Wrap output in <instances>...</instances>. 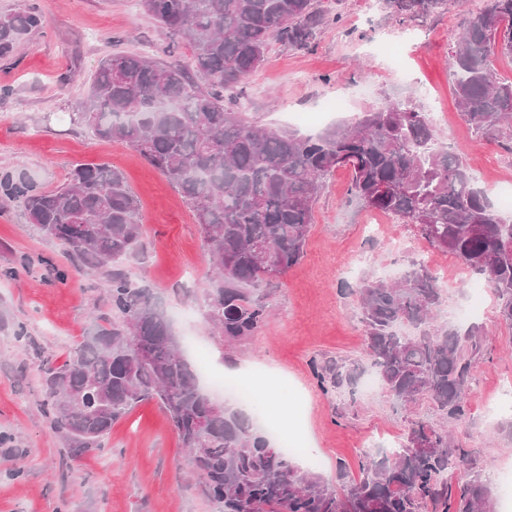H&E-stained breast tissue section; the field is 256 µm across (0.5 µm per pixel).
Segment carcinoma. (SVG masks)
<instances>
[{
	"instance_id": "obj_1",
	"label": "carcinoma",
	"mask_w": 512,
	"mask_h": 512,
	"mask_svg": "<svg viewBox=\"0 0 512 512\" xmlns=\"http://www.w3.org/2000/svg\"><path fill=\"white\" fill-rule=\"evenodd\" d=\"M159 25L186 41L191 57L166 64L132 53L104 58L77 99L78 119L99 137L125 143L178 187L193 211L216 273L209 318L224 339L255 334L268 318L249 287L304 254L313 204L329 175L351 172L364 206L413 225L435 250L483 276L512 326V222L474 187L466 164L439 142L425 112L394 99L355 122L316 135L257 128L224 105V94L263 65L271 40L305 48L330 21L317 0H141ZM447 0H380L401 20L434 13ZM45 20L30 6L0 19V55ZM512 56V0H484L451 54L460 114L473 131L512 142V81L494 59ZM29 223L72 248L88 269H108L113 318L44 376V409L75 452L101 448L112 424L157 400L171 421L202 492L220 512H495L480 476L452 482L467 453L448 432L414 424L397 451L368 455L340 487L301 471L252 420L204 391L164 311L112 265L137 256L139 206L123 174L76 166L45 192L0 178ZM364 351L387 392L404 404L429 399L445 417L464 414L482 329L434 325L440 289L415 264L396 281L358 285ZM323 390L340 367L314 369Z\"/></svg>"
}]
</instances>
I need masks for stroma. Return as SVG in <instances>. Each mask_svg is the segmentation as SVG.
Instances as JSON below:
<instances>
[{
  "label": "stroma",
  "instance_id": "35a3bbf8",
  "mask_svg": "<svg viewBox=\"0 0 512 512\" xmlns=\"http://www.w3.org/2000/svg\"><path fill=\"white\" fill-rule=\"evenodd\" d=\"M37 2L44 28L0 56V174L43 190L65 183L73 165L120 169L141 205L142 250L122 266L163 309L190 364L236 377L260 371L281 381L277 409L306 442L295 462L332 483L339 468L357 473L367 446L404 436L411 423L444 427L464 449L472 471L489 476L512 464V417H486L501 378L512 376V327L498 319L487 293L472 321L459 319L474 274L429 246L418 231L362 206L349 194L351 176L336 171L315 203L304 254L279 278L252 286L269 316L255 335L229 344L208 318L209 253L184 198L133 148L95 136L76 117L73 93L116 51L155 60H187L192 50L143 10L139 0H0V18ZM483 0H448L437 13L400 21L369 13L364 0H329L336 21L308 47L274 41L265 64L245 77L231 105L266 128L316 133L387 100L420 101L434 93L446 121L440 140L456 149L475 185L499 206L495 181L512 179V146L477 141L454 95L451 50ZM369 93H361V86ZM352 90L348 107L324 113L337 89ZM441 281V326H482L486 339L471 369L467 414L443 418L428 402L401 407L383 390L361 388L372 369L354 293L366 279L394 280L416 261ZM108 277L81 266L60 242L29 224L17 201L0 197V512H216L205 498L177 433L157 401L140 403L112 426L101 450L73 452L43 412L42 369L62 365L87 332L112 316ZM340 365L352 379L322 391L313 365ZM323 464L311 467L309 455Z\"/></svg>",
  "mask_w": 512,
  "mask_h": 512
}]
</instances>
